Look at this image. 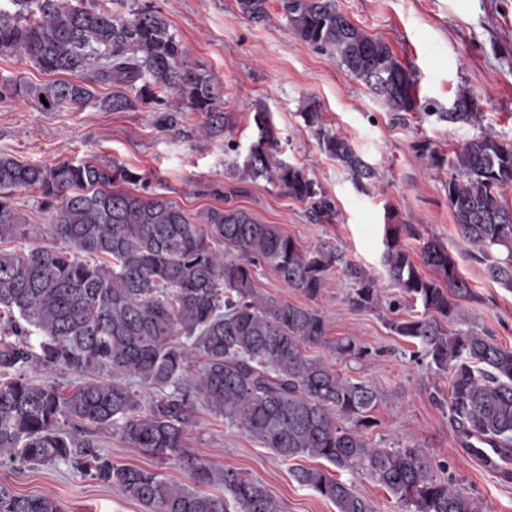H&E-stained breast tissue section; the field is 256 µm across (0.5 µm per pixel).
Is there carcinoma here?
Returning a JSON list of instances; mask_svg holds the SVG:
<instances>
[{
    "label": "carcinoma",
    "instance_id": "carcinoma-1",
    "mask_svg": "<svg viewBox=\"0 0 512 512\" xmlns=\"http://www.w3.org/2000/svg\"><path fill=\"white\" fill-rule=\"evenodd\" d=\"M251 21L269 17L268 0H237ZM127 0H0V53H17L56 79L38 88L22 80L0 83V99L28 96L42 112L92 105L106 112L152 108L162 126L178 129L181 116L197 112L200 133L224 135L229 116L214 78L186 61L182 41L161 13L127 11ZM283 16L301 40L336 53L340 64L394 112H426L416 98L417 78L381 38L367 34L336 8L335 0H279ZM110 92L100 94L94 86ZM316 127L322 151L356 183L375 169L350 143L304 112ZM449 123L476 125L478 101L457 94L437 113ZM258 135L239 176L263 180L288 197L311 204L320 220L329 212L320 185L304 169L277 159L279 140L268 112L254 115ZM448 205L479 259L494 248L490 277L512 288V143L480 134L448 160ZM147 186L126 167L92 161L52 166L0 155V244L28 239L12 202L14 191L34 187L52 228V242L16 250L0 248V457L30 465L63 462L118 487L147 512H229L222 497L175 485L160 474L110 462L97 450L102 433L156 456L177 455L198 485L211 470L183 453L186 427L198 404L258 440L285 461L310 456L338 470L357 469L389 490L405 512H479L475 499L418 448H380L365 440L370 413L382 393L367 380L351 379L312 356L328 348L340 360L366 355L352 338L330 345L324 313L256 288L258 271L285 281L309 301L322 294L329 272L342 265L353 279L349 303L356 310L389 311L376 279L345 258L336 245L302 247L276 224H260L247 212L207 209L193 222L161 198L118 188ZM409 225L385 228L382 265L401 294L418 301L419 318L391 319L390 329L418 342L436 375L448 376V410L458 436L476 435L512 445V349L476 329L455 332L460 303L474 300L456 261L429 239L419 259L400 245ZM436 271L424 277L418 264ZM108 378L61 385L36 382L28 370ZM155 391L142 403L136 383ZM350 420L347 426L343 421ZM294 480L332 501L337 512H374L351 485L323 469L296 465ZM224 489L236 512H281L258 481L226 469ZM0 512H61L53 498L17 495L0 484Z\"/></svg>",
    "mask_w": 512,
    "mask_h": 512
}]
</instances>
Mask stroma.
Here are the masks:
<instances>
[{
  "instance_id": "35a3bbf8",
  "label": "stroma",
  "mask_w": 512,
  "mask_h": 512,
  "mask_svg": "<svg viewBox=\"0 0 512 512\" xmlns=\"http://www.w3.org/2000/svg\"><path fill=\"white\" fill-rule=\"evenodd\" d=\"M337 8L368 34L385 40L418 80L421 100L435 113L394 112L351 77L334 53L302 41L269 0L267 21L254 23L236 0H137L161 12L182 40L189 62L216 79L224 110L231 116L223 136H201L200 114L182 116L179 131L159 124L144 110L104 112L88 106L73 112H42L27 98L0 99V154L23 163L60 161L117 163L146 175L148 193L178 204L189 214L234 207L258 223L278 225L304 248L338 245L346 258L373 274L394 294L382 266L384 232L408 224L402 246L419 254L423 242L447 246L475 298L462 303L455 330L477 327L512 347V289L492 281L486 264L473 257L448 205L449 166L419 155L422 144L451 157L470 138L489 132L512 140V0H335ZM473 95L482 112L478 125L438 120L460 92ZM270 112L278 131V159L315 179L333 206L328 219L314 221L309 204L289 198L265 182L239 180L235 170L257 136V107ZM316 107L329 131L347 138L376 168L377 179L356 186L350 173L324 154L303 111ZM353 282L342 269L330 272L317 302L329 341L355 338L368 354L339 362L341 373L375 383L382 393L365 432L382 448L421 449L480 505L481 512H512V484L503 485L468 465L456 450L448 412L432 393L447 394L448 379L416 360L414 340L396 335L389 317L422 314L421 305L402 303L396 312L355 310L348 297ZM112 463L158 472L169 482L192 486L176 458L161 461L128 447L120 437H98ZM187 451L215 472L233 469L258 480L283 512H336L335 505L299 486L292 465L264 448L223 417L198 406L187 428ZM337 479L352 485L375 512H403L395 498L366 474L344 470ZM0 483L19 495L55 498L62 512H146L116 487L69 466H29L0 458Z\"/></svg>"
}]
</instances>
